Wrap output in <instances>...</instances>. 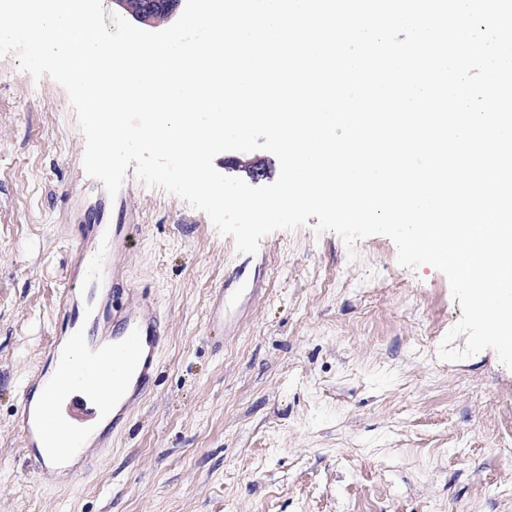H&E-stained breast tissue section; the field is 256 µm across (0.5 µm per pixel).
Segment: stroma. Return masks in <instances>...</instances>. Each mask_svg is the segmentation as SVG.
<instances>
[{
	"instance_id": "1",
	"label": "stroma",
	"mask_w": 512,
	"mask_h": 512,
	"mask_svg": "<svg viewBox=\"0 0 512 512\" xmlns=\"http://www.w3.org/2000/svg\"><path fill=\"white\" fill-rule=\"evenodd\" d=\"M84 150L66 91L0 56V512H512V369L439 359L462 316L441 272L400 266L383 235L349 258L313 217L238 253L134 171L109 196ZM94 224L136 225L115 281L154 299L166 342L89 464L45 479L16 422Z\"/></svg>"
}]
</instances>
